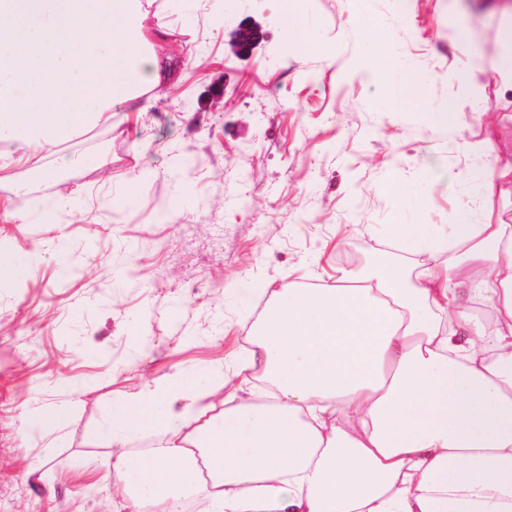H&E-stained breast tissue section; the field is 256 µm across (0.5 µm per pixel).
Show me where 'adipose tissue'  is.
Wrapping results in <instances>:
<instances>
[{
	"label": "adipose tissue",
	"mask_w": 512,
	"mask_h": 512,
	"mask_svg": "<svg viewBox=\"0 0 512 512\" xmlns=\"http://www.w3.org/2000/svg\"><path fill=\"white\" fill-rule=\"evenodd\" d=\"M166 33L142 0H0V171L169 82ZM388 232L386 267L282 283L222 422L188 376L124 400L113 444L196 402L162 451L117 455L131 512H512V224Z\"/></svg>",
	"instance_id": "obj_1"
}]
</instances>
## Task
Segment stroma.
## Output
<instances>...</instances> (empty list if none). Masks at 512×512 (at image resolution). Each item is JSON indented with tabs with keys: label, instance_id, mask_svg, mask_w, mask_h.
<instances>
[{
	"label": "stroma",
	"instance_id": "obj_1",
	"mask_svg": "<svg viewBox=\"0 0 512 512\" xmlns=\"http://www.w3.org/2000/svg\"><path fill=\"white\" fill-rule=\"evenodd\" d=\"M368 2L364 19L358 0H142L168 28L173 82L39 161L76 166L0 178L15 217L0 250L20 268L0 275V512H123L102 424L186 372L222 418L283 279L366 266L390 224L446 229L466 194L468 223L512 224L499 0ZM244 23L267 34L249 57L233 47ZM61 200L90 222L48 223ZM58 406L67 424L36 422Z\"/></svg>",
	"mask_w": 512,
	"mask_h": 512
}]
</instances>
